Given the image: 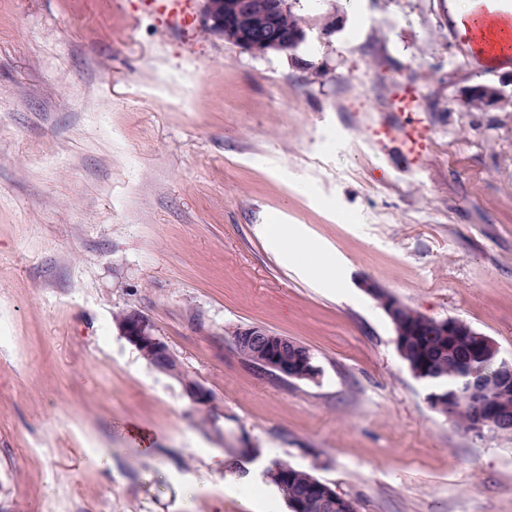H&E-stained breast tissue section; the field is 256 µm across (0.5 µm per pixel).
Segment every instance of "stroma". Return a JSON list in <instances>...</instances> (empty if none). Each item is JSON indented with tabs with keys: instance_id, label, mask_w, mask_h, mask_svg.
<instances>
[{
	"instance_id": "35a3bbf8",
	"label": "stroma",
	"mask_w": 512,
	"mask_h": 512,
	"mask_svg": "<svg viewBox=\"0 0 512 512\" xmlns=\"http://www.w3.org/2000/svg\"><path fill=\"white\" fill-rule=\"evenodd\" d=\"M326 40L253 53L137 0H0V512H288L285 461L357 512H512V438L428 404L378 281L512 355V61L451 0H323ZM417 86L403 114L391 85ZM476 84L506 107L466 104ZM414 121L422 159L369 128ZM336 258L326 285L280 225ZM136 311L210 389L202 425L113 320ZM308 347L263 375L232 333ZM281 360L288 364V371L295 374L297 380L313 379L320 372L314 354L307 347L291 350L286 355H281Z\"/></svg>"
}]
</instances>
